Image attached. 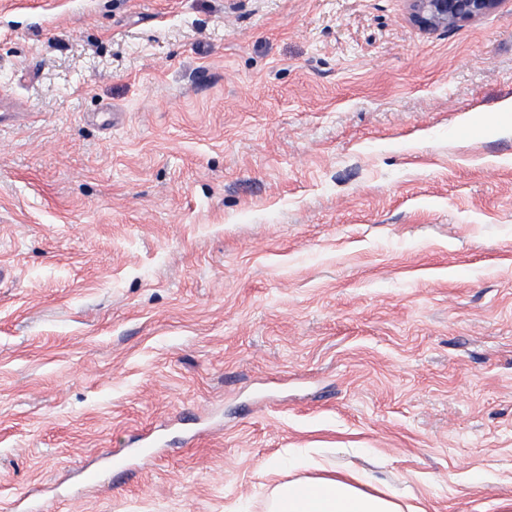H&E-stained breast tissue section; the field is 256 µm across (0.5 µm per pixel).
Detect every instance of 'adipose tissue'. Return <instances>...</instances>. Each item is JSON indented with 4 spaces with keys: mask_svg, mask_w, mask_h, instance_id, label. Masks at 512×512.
I'll list each match as a JSON object with an SVG mask.
<instances>
[{
    "mask_svg": "<svg viewBox=\"0 0 512 512\" xmlns=\"http://www.w3.org/2000/svg\"><path fill=\"white\" fill-rule=\"evenodd\" d=\"M365 482L355 472L280 484L273 491L271 512H403L400 491L372 494L364 491Z\"/></svg>",
    "mask_w": 512,
    "mask_h": 512,
    "instance_id": "obj_1",
    "label": "adipose tissue"
}]
</instances>
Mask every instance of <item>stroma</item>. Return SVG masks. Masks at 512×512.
I'll return each mask as SVG.
<instances>
[{"instance_id":"1","label":"stroma","mask_w":512,"mask_h":512,"mask_svg":"<svg viewBox=\"0 0 512 512\" xmlns=\"http://www.w3.org/2000/svg\"><path fill=\"white\" fill-rule=\"evenodd\" d=\"M510 99L512 0H0V512H502ZM411 17L426 29L450 28L493 10L499 0H409ZM365 476L358 472L346 476L298 479L277 485L273 491L272 512H402L404 496L386 488L378 494L364 491Z\"/></svg>"}]
</instances>
